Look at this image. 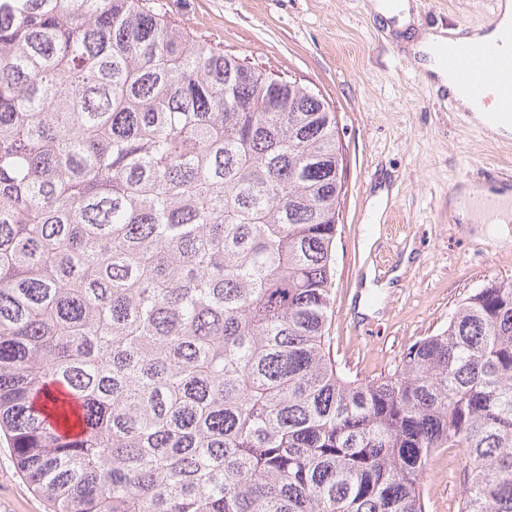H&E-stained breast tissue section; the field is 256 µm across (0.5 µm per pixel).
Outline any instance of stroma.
Segmentation results:
<instances>
[{
	"label": "stroma",
	"mask_w": 512,
	"mask_h": 512,
	"mask_svg": "<svg viewBox=\"0 0 512 512\" xmlns=\"http://www.w3.org/2000/svg\"><path fill=\"white\" fill-rule=\"evenodd\" d=\"M179 26L284 80L311 86L335 112L344 155L330 349L359 383L392 374L409 348L446 328L459 303L512 281V233L461 223L462 182L512 187V139L494 140L445 102L368 0H159ZM421 28L472 29L499 0H410ZM387 190L380 220L370 202ZM384 287L363 292L367 269ZM372 316L357 312L360 299ZM470 465L436 452L421 484L426 512H459ZM0 512H50L0 436Z\"/></svg>",
	"instance_id": "1"
}]
</instances>
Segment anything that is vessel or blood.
<instances>
[{
  "mask_svg": "<svg viewBox=\"0 0 512 512\" xmlns=\"http://www.w3.org/2000/svg\"><path fill=\"white\" fill-rule=\"evenodd\" d=\"M442 67L465 86L474 99L486 92L497 97V117L512 118V51L490 43L464 42L449 36L438 49Z\"/></svg>",
  "mask_w": 512,
  "mask_h": 512,
  "instance_id": "b4317fda",
  "label": "vessel or blood"
}]
</instances>
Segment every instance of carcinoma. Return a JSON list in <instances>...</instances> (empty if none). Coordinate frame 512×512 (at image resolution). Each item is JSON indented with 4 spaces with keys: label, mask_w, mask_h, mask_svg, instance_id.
<instances>
[{
    "label": "carcinoma",
    "mask_w": 512,
    "mask_h": 512,
    "mask_svg": "<svg viewBox=\"0 0 512 512\" xmlns=\"http://www.w3.org/2000/svg\"><path fill=\"white\" fill-rule=\"evenodd\" d=\"M336 113L149 0H0V434L51 512H512V282L327 347ZM469 474L463 448H441L436 452L421 484L426 512H458Z\"/></svg>",
    "instance_id": "obj_1"
}]
</instances>
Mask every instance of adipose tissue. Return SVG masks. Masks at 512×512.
<instances>
[{
	"label": "adipose tissue",
	"mask_w": 512,
	"mask_h": 512,
	"mask_svg": "<svg viewBox=\"0 0 512 512\" xmlns=\"http://www.w3.org/2000/svg\"><path fill=\"white\" fill-rule=\"evenodd\" d=\"M373 9L383 19H396V28L403 35V43L412 55L417 56L424 72L435 80L438 86L447 88L454 96L458 107L470 112L473 120L485 126L490 134L499 137L512 136V122H493L488 118L493 111L492 103H474L471 95L439 65L433 49L445 42L444 31L437 29H417L413 25L409 0H399L397 5H389L388 0H375ZM483 201L496 202L497 208L491 219L493 228H503L512 223V188L505 185L465 183L452 197L450 207L460 222L465 224L482 223L478 205Z\"/></svg>",
	"instance_id": "1"
}]
</instances>
